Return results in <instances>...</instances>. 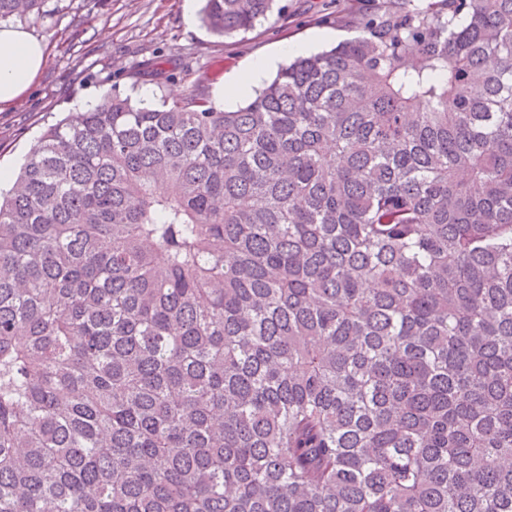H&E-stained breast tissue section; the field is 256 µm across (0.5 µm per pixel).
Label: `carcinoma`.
I'll list each match as a JSON object with an SVG mask.
<instances>
[{"mask_svg": "<svg viewBox=\"0 0 512 512\" xmlns=\"http://www.w3.org/2000/svg\"><path fill=\"white\" fill-rule=\"evenodd\" d=\"M363 2L236 110L204 75L35 141L0 512H512V0Z\"/></svg>", "mask_w": 512, "mask_h": 512, "instance_id": "obj_1", "label": "carcinoma"}]
</instances>
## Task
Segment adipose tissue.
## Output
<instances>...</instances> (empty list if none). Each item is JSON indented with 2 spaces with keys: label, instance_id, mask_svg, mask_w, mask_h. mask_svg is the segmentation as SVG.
Wrapping results in <instances>:
<instances>
[{
  "label": "adipose tissue",
  "instance_id": "obj_1",
  "mask_svg": "<svg viewBox=\"0 0 512 512\" xmlns=\"http://www.w3.org/2000/svg\"><path fill=\"white\" fill-rule=\"evenodd\" d=\"M45 62V45L39 38L20 27L0 26V110L25 96Z\"/></svg>",
  "mask_w": 512,
  "mask_h": 512
}]
</instances>
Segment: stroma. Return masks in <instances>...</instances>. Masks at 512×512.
Wrapping results in <instances>:
<instances>
[{
	"mask_svg": "<svg viewBox=\"0 0 512 512\" xmlns=\"http://www.w3.org/2000/svg\"><path fill=\"white\" fill-rule=\"evenodd\" d=\"M184 0H45L40 13L14 18L46 44L45 67L28 94L0 111V168L19 170L47 123L94 106L112 92L148 100L181 98L200 70L210 80L209 98L245 74L253 62L286 44L310 52L353 34L343 18L349 0H280L287 16L269 19L229 37L212 35L200 16L185 19ZM162 55L175 61V74L159 83L140 77L136 63Z\"/></svg>",
	"mask_w": 512,
	"mask_h": 512,
	"instance_id": "obj_1",
	"label": "stroma"
}]
</instances>
